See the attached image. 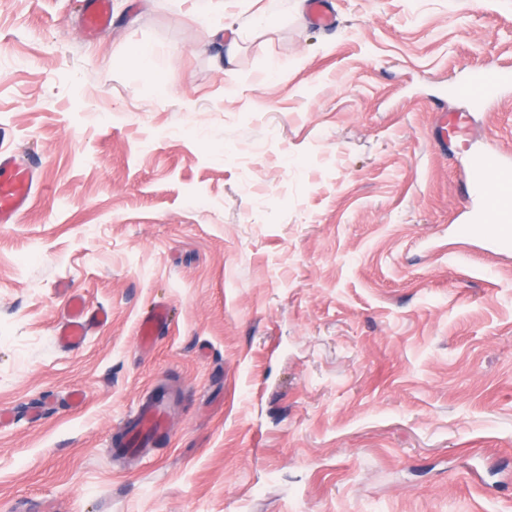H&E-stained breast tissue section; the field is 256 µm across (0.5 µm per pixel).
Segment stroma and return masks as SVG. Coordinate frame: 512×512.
<instances>
[{
  "label": "stroma",
  "mask_w": 512,
  "mask_h": 512,
  "mask_svg": "<svg viewBox=\"0 0 512 512\" xmlns=\"http://www.w3.org/2000/svg\"><path fill=\"white\" fill-rule=\"evenodd\" d=\"M110 3L87 38L83 0H0V154L37 165L0 226V512H512V254L458 232L512 88L451 94L512 66V0ZM74 294L109 320L63 349ZM512 84V68L502 65L480 67L470 77L454 87V94L474 105L495 97L505 86ZM168 410L166 401L150 399L140 407L136 418L129 423H132L129 430L141 434L155 433L157 436L164 433L167 427Z\"/></svg>",
  "instance_id": "1"
}]
</instances>
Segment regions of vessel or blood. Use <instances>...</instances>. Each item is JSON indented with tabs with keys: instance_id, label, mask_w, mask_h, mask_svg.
<instances>
[{
	"instance_id": "b4317fda",
	"label": "vessel or blood",
	"mask_w": 512,
	"mask_h": 512,
	"mask_svg": "<svg viewBox=\"0 0 512 512\" xmlns=\"http://www.w3.org/2000/svg\"><path fill=\"white\" fill-rule=\"evenodd\" d=\"M110 0H84L81 25L87 36H94L111 23ZM512 84V68L488 65L478 68L470 77L454 87V93L474 105L495 97L505 86ZM469 195L480 201L472 223L464 225V234L484 232L490 245L501 251L512 249V164L498 154L476 156L466 175ZM34 172L25 162L13 156H0V224L18 223L28 209L35 193ZM108 314L103 310L90 311L79 299H71L68 315L56 334L63 346L82 345L91 325L103 324ZM168 404L149 400L143 404L130 427L131 432L162 434L167 427Z\"/></svg>"
}]
</instances>
